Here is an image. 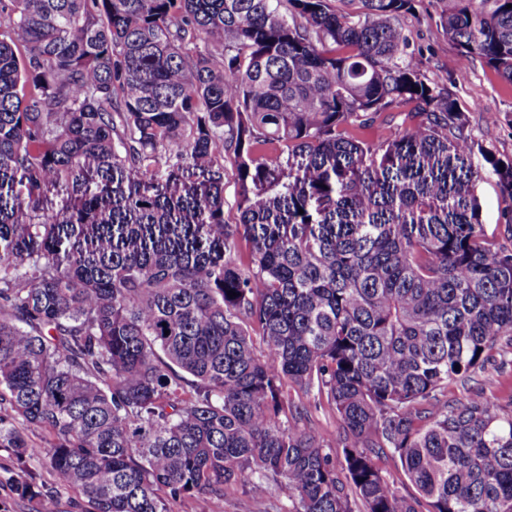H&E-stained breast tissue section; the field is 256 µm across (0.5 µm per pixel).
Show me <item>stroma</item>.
<instances>
[{
    "label": "stroma",
    "instance_id": "obj_1",
    "mask_svg": "<svg viewBox=\"0 0 512 512\" xmlns=\"http://www.w3.org/2000/svg\"><path fill=\"white\" fill-rule=\"evenodd\" d=\"M410 39L409 51L421 72L437 87L448 91L463 112L473 138L485 151L512 160V82L504 79L482 59L470 64L466 78H458L452 63L458 58L456 45L443 31L436 0H413L412 10L403 19ZM480 172L475 194L479 220L491 239L504 236L503 203L499 179L482 154L472 157ZM172 512H288V496L269 484L246 492L229 493L215 504L206 498L173 503Z\"/></svg>",
    "mask_w": 512,
    "mask_h": 512
}]
</instances>
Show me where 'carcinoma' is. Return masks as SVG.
Segmentation results:
<instances>
[{"mask_svg": "<svg viewBox=\"0 0 512 512\" xmlns=\"http://www.w3.org/2000/svg\"><path fill=\"white\" fill-rule=\"evenodd\" d=\"M359 2L0 0V447L37 512L31 459L86 512L268 483L288 512H512V405L474 385L512 367V163L407 52L412 0ZM436 2L512 81V0ZM410 103L384 142L349 132ZM292 389L338 415L342 468ZM472 164L480 172L475 194L479 204V220L485 235L490 239L502 240L504 224L499 179L491 165L478 152L472 156ZM242 188L235 167L231 163L224 166V221L226 224H239Z\"/></svg>", "mask_w": 512, "mask_h": 512, "instance_id": "obj_1", "label": "carcinoma"}]
</instances>
